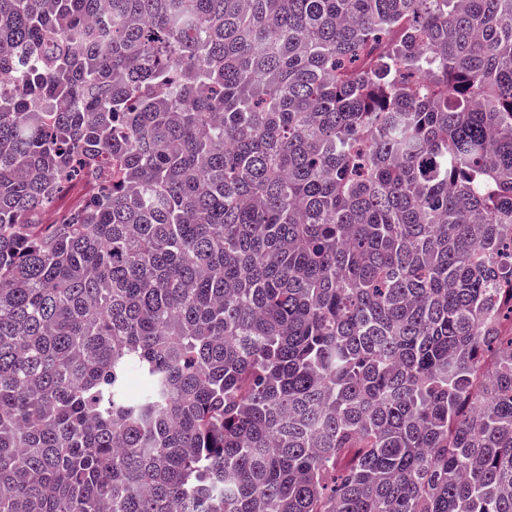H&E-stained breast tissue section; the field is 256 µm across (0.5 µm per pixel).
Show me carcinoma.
Returning a JSON list of instances; mask_svg holds the SVG:
<instances>
[{"label": "carcinoma", "mask_w": 512, "mask_h": 512, "mask_svg": "<svg viewBox=\"0 0 512 512\" xmlns=\"http://www.w3.org/2000/svg\"><path fill=\"white\" fill-rule=\"evenodd\" d=\"M0 75V512H512V0H0Z\"/></svg>", "instance_id": "1"}]
</instances>
